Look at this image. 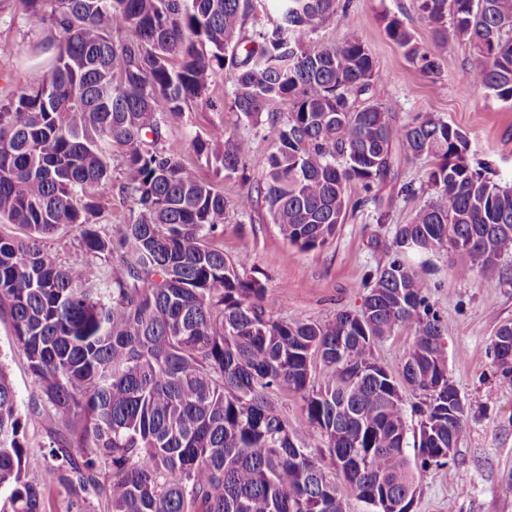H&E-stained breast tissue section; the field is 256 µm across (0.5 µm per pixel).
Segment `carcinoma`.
Returning <instances> with one entry per match:
<instances>
[{
	"label": "carcinoma",
	"mask_w": 512,
	"mask_h": 512,
	"mask_svg": "<svg viewBox=\"0 0 512 512\" xmlns=\"http://www.w3.org/2000/svg\"><path fill=\"white\" fill-rule=\"evenodd\" d=\"M43 25L12 46L39 57L36 77L0 89V311L33 378L26 410L0 363V512H46L50 483L69 508L94 512H345L341 476L370 512L412 506L416 476L448 463L466 430L448 372L450 325L423 294L414 258L450 250L468 277L512 253V186L467 161L466 133L426 114L396 121L370 101L379 78L358 36L321 43L340 0H18ZM435 46L470 45L471 86L512 102V0H417ZM276 23L244 27L258 14ZM384 30L426 75L440 56L396 17ZM249 129L280 124L255 187L281 236L300 251L335 238L348 188L372 190L403 159L432 161V196L396 226L389 261L365 275L362 305L329 320L266 313L263 281L218 239L235 204L197 161L246 180L250 133L215 124L169 151L192 107L224 97ZM292 100L286 115L270 110ZM121 158L129 221L101 233L111 160ZM79 229L64 260L47 246ZM412 341L399 376L418 394L407 411L375 346ZM498 383L512 386V322L492 341ZM325 371L312 379L313 361ZM301 398L288 423L272 396ZM417 417L408 448V415ZM51 425L55 464L29 468L26 428ZM317 429L328 455L309 448Z\"/></svg>",
	"instance_id": "1"
}]
</instances>
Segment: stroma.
I'll return each instance as SVG.
<instances>
[{"instance_id": "obj_1", "label": "stroma", "mask_w": 512, "mask_h": 512, "mask_svg": "<svg viewBox=\"0 0 512 512\" xmlns=\"http://www.w3.org/2000/svg\"><path fill=\"white\" fill-rule=\"evenodd\" d=\"M399 18L420 47L433 46V36L417 11L416 0H349L320 29V41L341 42L358 36L367 42L380 78L375 100L397 109L398 123L432 114L466 132L468 162L485 166L494 181L512 179V104L499 101L483 88L462 92L468 79L469 45L449 40L437 76L417 70L384 32V15ZM31 28L17 0H0V79L23 84L33 70L19 66L8 49ZM428 165L402 161L397 180L379 187L380 203L349 211L336 236L324 247L301 252L271 224L249 186L224 183V193L246 217L245 223L224 227L226 256L242 259L247 274L267 287L265 309L273 316L324 321L342 309L359 308L367 272L385 264L395 225L406 223L423 196L397 193L396 185H420ZM387 219H380V212ZM456 259L442 251L425 256L416 272L425 294L448 320V369L467 408V429L445 466L419 471L412 512H512V494L503 491L512 480V387L497 385L491 343L500 324L512 321V258L492 270L462 279ZM8 316H0V360L4 361L21 405L33 394L27 361L13 343Z\"/></svg>"}]
</instances>
